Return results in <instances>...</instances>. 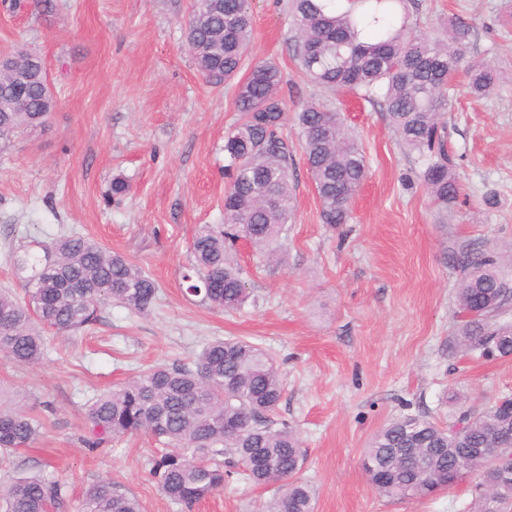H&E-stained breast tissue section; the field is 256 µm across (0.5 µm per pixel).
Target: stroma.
I'll return each instance as SVG.
<instances>
[{"mask_svg":"<svg viewBox=\"0 0 512 512\" xmlns=\"http://www.w3.org/2000/svg\"><path fill=\"white\" fill-rule=\"evenodd\" d=\"M422 28L449 17L470 27L467 53L495 66L500 85L469 91L458 70L443 120L459 194L448 212L419 181L417 155L402 147L382 109L312 84L293 56L288 0H252L247 64L282 72L289 111L310 101L336 107L368 164L349 223L330 227L307 172L298 129L295 211L285 265L238 244L229 259L250 291L224 312L187 295L181 280L203 224L224 221V138L240 119L235 85L197 71L185 29L194 0H0V56L26 49L44 61L57 105L44 127L0 140V289L19 291L10 254L76 230L139 264L158 286L151 311L104 307L68 339L49 337L41 364L16 366L0 352V407L44 423L32 449L0 467V484L33 474L62 485L56 512H80L82 491L121 483L145 512H183L150 475L156 443L136 436L86 448L85 406L146 367L189 363L214 337L240 336L271 350L283 373L278 418L299 432L314 512H463L467 478L427 498L389 499L361 465L390 420H447L474 403L512 394V359L453 351L460 247L512 249V0H420ZM128 190L113 194V178ZM498 203L484 204L488 191ZM269 490L228 478L191 512H260Z\"/></svg>","mask_w":512,"mask_h":512,"instance_id":"1","label":"stroma"}]
</instances>
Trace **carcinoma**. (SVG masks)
Returning <instances> with one entry per match:
<instances>
[{"mask_svg": "<svg viewBox=\"0 0 512 512\" xmlns=\"http://www.w3.org/2000/svg\"><path fill=\"white\" fill-rule=\"evenodd\" d=\"M290 0L293 54L309 80L380 103L403 147L423 161L420 177L441 208L455 203L459 184L446 148L442 116L449 106L448 82L466 58L470 28L448 18L446 38L412 26L418 0ZM252 36L248 0H194L187 41L200 75L221 85L239 78L235 105L241 122L224 139L230 182L224 191V223L200 226L193 237V261L182 273L186 292L217 309L242 308L250 293L227 249L248 243L268 260L284 261L282 234L294 211L292 156L281 130L288 122L279 68L255 63L239 77ZM27 74L23 112L11 111L15 92L0 80V139L46 124L57 101L38 56L23 58ZM471 93L484 96L499 74L480 60L467 65ZM305 164L321 203V219L345 224L367 177L357 137L341 112L307 103L296 113ZM461 275L455 288L461 318L454 342L465 354L512 358V325L497 316L512 303V280L501 274L503 257L465 247L453 252ZM24 297L0 292V351L18 366L38 364L46 351L44 332L78 331L115 303L132 314L151 308L157 285L132 260L93 240L64 234L37 252L13 254ZM284 391L277 360L242 338H216L191 363L154 366L98 396L85 413L89 448L134 436L152 435L164 445L151 475L171 502L192 507L224 489L234 473L274 493L262 512H313V493L300 478L306 463L297 430L272 414ZM43 423L0 409V464L33 443ZM512 433V397L459 412L440 424L427 416L390 421L370 440L364 470L385 498L427 497L474 476L468 512H512V457L488 463L482 448L500 445ZM61 485L42 476L15 478L0 492V512H49ZM82 512H143L139 498L112 481L89 485Z\"/></svg>", "mask_w": 512, "mask_h": 512, "instance_id": "1", "label": "carcinoma"}]
</instances>
